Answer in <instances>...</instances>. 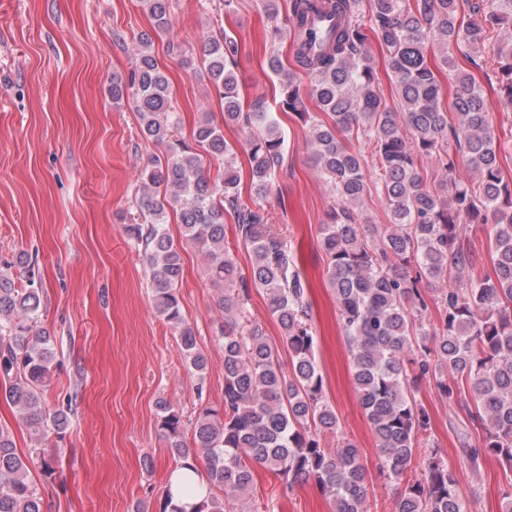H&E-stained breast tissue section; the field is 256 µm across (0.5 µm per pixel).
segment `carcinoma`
Here are the masks:
<instances>
[{"mask_svg": "<svg viewBox=\"0 0 512 512\" xmlns=\"http://www.w3.org/2000/svg\"><path fill=\"white\" fill-rule=\"evenodd\" d=\"M155 32L172 26L171 0H144ZM287 23L293 32L294 61L308 86L295 75L282 79V105L310 123L313 161L336 197L321 226L326 276L350 347L353 382L380 452V469L403 483L429 415L415 392L434 379L442 394L473 412L485 426L482 445L466 444L473 467L494 456L506 475L502 512H512V180L504 178L492 104L473 76L457 70L449 108L441 104V84L431 55L455 67L448 49H482L491 32L512 27V0H291ZM380 45L398 95L392 109L378 88L368 52L370 38ZM236 41L219 32L203 51L202 66L229 122L256 130L247 152L251 186L267 195L282 162L284 138L272 113L262 105L241 112L233 70ZM498 94L512 105V44L497 48ZM112 100L129 99L139 113L143 134L167 148L147 165L135 197L136 217L124 225L142 248L156 312L178 336L188 371L203 392L208 358L185 319L179 299L183 279L180 245L167 231L175 213L181 240L207 261L210 280L222 288L224 312V404L202 405L191 421L193 445L182 435V415L160 403V430L177 458L176 469L206 460L205 491L185 509L172 504L166 486L162 512H225L224 495H244L255 467L272 470L285 484L313 481L331 497L334 512H367V471L349 442L328 449L326 433L338 420L323 400V378L314 357L309 323L308 283L296 270V256L281 228L262 209L240 200L237 171L227 167L221 183L205 175L206 157L220 158L228 145L219 128L204 119L192 140L178 135L169 78L159 68L152 35L138 36L136 68L128 82L112 83ZM330 117L310 115L303 95ZM370 149L371 159L351 145ZM435 157L448 172L449 188L429 189L419 173L421 159ZM389 223L370 224L354 210L370 190L368 165ZM464 166L476 184L456 176ZM237 219L238 232L252 249L250 272L224 249V212ZM491 225L492 272L474 274V253L462 240L463 225ZM0 269V377L20 420L32 432V453H19L9 431L0 428V512H43L30 468L53 471L51 436H60L67 417L50 412L43 398L53 348L37 331L41 289L34 265L18 258ZM416 267V276L407 268ZM468 277L466 289L445 287ZM429 287L421 288V282ZM263 291L291 356L283 371L278 350L250 318L252 289ZM439 323H426L429 303ZM462 387L448 386V372ZM395 512H468L453 468L431 447L424 451L421 479L404 483Z\"/></svg>", "mask_w": 512, "mask_h": 512, "instance_id": "obj_1", "label": "carcinoma"}]
</instances>
